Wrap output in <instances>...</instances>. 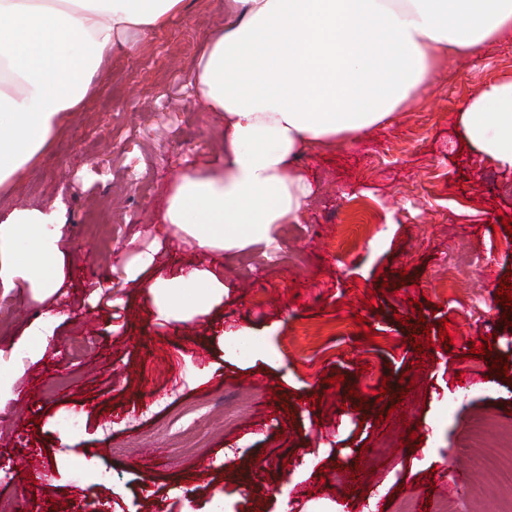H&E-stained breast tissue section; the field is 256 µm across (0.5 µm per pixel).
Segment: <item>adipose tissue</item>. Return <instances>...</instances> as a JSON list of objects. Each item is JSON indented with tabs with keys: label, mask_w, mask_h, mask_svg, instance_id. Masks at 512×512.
Segmentation results:
<instances>
[{
	"label": "adipose tissue",
	"mask_w": 512,
	"mask_h": 512,
	"mask_svg": "<svg viewBox=\"0 0 512 512\" xmlns=\"http://www.w3.org/2000/svg\"><path fill=\"white\" fill-rule=\"evenodd\" d=\"M183 0H0V187L50 143L116 46L163 29ZM224 26L195 61L194 97L224 119V163L191 166L170 188L164 221L199 249L274 252L314 193L297 159L384 122L449 58L479 55L512 32V0H224ZM464 139L512 170V81L463 101ZM53 214L14 211L0 224V296L64 285ZM144 282V281H143ZM163 317L207 313L226 287L195 267L144 282ZM61 317L44 313L0 352V410L16 399L24 360L42 358Z\"/></svg>",
	"instance_id": "obj_1"
}]
</instances>
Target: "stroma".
Wrapping results in <instances>:
<instances>
[{"mask_svg":"<svg viewBox=\"0 0 512 512\" xmlns=\"http://www.w3.org/2000/svg\"><path fill=\"white\" fill-rule=\"evenodd\" d=\"M223 25L222 0H184L133 51L113 49L40 158L0 189V223L21 208L61 210L70 269L56 306L25 288L5 300L3 350L49 309L65 319L0 413V462L11 467L0 502L23 512H210L217 500L226 512H440L463 499L482 512L468 493L493 484L466 462L470 423L492 420L487 449L512 438V381L491 366H512V307L496 301L512 272V234L499 228L512 219V173L461 144L457 108L483 82L512 81V39L447 65L359 141L304 153L297 164L317 192L280 240L302 259L272 263L254 248L227 259L180 245L181 230L163 221L187 161L221 154L223 118L185 84L204 36ZM389 153L400 163L386 170ZM101 206L113 219L105 249L89 221ZM153 244L144 279L221 272L228 291L208 315L162 321L126 281L124 264ZM414 300L431 335L449 322L452 345L425 357L409 345L401 319ZM358 314L377 344L358 333ZM241 328L266 336L268 360L224 353L219 336ZM484 339L490 355H470ZM73 416L79 426L63 427ZM186 429L207 434L210 452L178 463L170 439ZM412 433L421 446L408 444ZM76 461L109 480H78ZM33 466L47 479L30 484Z\"/></svg>","mask_w":512,"mask_h":512,"instance_id":"1","label":"stroma"}]
</instances>
